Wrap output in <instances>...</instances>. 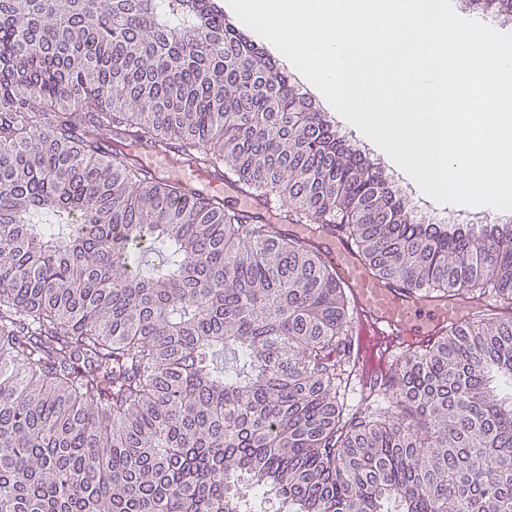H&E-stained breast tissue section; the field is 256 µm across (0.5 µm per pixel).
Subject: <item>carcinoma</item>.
I'll list each match as a JSON object with an SVG mask.
<instances>
[{
  "label": "carcinoma",
  "instance_id": "obj_1",
  "mask_svg": "<svg viewBox=\"0 0 512 512\" xmlns=\"http://www.w3.org/2000/svg\"><path fill=\"white\" fill-rule=\"evenodd\" d=\"M303 100L216 0H0V512H512V225L419 223ZM106 133L510 312L368 387L309 242ZM145 167L160 180L177 183L194 196H207L224 191V199H230L237 211L258 214L264 224H280L279 209L273 202L254 195L241 194L233 182L224 179L222 170L204 171L192 166L179 165L174 163L169 155L152 152L145 160Z\"/></svg>",
  "mask_w": 512,
  "mask_h": 512
}]
</instances>
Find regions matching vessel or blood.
<instances>
[{
	"label": "vessel or blood",
	"mask_w": 512,
	"mask_h": 512,
	"mask_svg": "<svg viewBox=\"0 0 512 512\" xmlns=\"http://www.w3.org/2000/svg\"><path fill=\"white\" fill-rule=\"evenodd\" d=\"M145 166L152 175L185 187L191 195L220 192L239 212L259 215L266 224L280 221L273 202L238 192L233 182L225 180L223 172L179 165L161 153L148 155ZM290 231L320 250L337 282L349 292L353 308L351 329L357 338L365 383L390 376L395 370L392 356H409L448 327L462 324V304L434 297L419 286L398 287L373 274L350 239L334 225L294 224Z\"/></svg>",
	"instance_id": "obj_1"
}]
</instances>
